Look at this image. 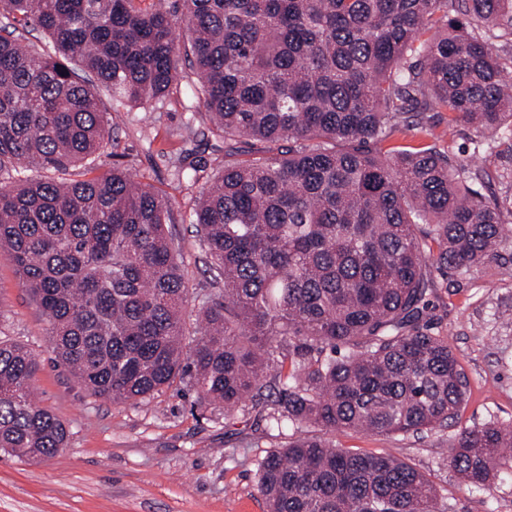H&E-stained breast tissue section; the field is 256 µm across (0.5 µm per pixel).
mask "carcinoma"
Returning a JSON list of instances; mask_svg holds the SVG:
<instances>
[{"mask_svg":"<svg viewBox=\"0 0 512 512\" xmlns=\"http://www.w3.org/2000/svg\"><path fill=\"white\" fill-rule=\"evenodd\" d=\"M0 0V249L51 326V347L90 395L142 398L189 376L228 414L259 405L277 428L320 430L267 452L269 512H444L432 484L389 456L336 447L351 429L418 434L456 422L466 379L431 331L434 272L459 283L512 248V203L450 151L512 126V0ZM191 34L209 132L261 144L203 188L196 231L222 299L183 319L189 289L166 234L171 204L118 164L92 175L113 111L162 101L177 81L174 20ZM48 34L36 58L10 28ZM71 59L91 79L79 78ZM418 138L392 146L399 125ZM290 146H284L285 142ZM53 170L30 180L19 164ZM37 359L0 340V450L28 460L66 446L32 395ZM512 429H461L451 466L472 485L508 466Z\"/></svg>","mask_w":512,"mask_h":512,"instance_id":"carcinoma-1","label":"carcinoma"}]
</instances>
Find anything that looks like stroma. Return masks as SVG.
I'll list each match as a JSON object with an SVG mask.
<instances>
[{"instance_id":"obj_1","label":"stroma","mask_w":512,"mask_h":512,"mask_svg":"<svg viewBox=\"0 0 512 512\" xmlns=\"http://www.w3.org/2000/svg\"><path fill=\"white\" fill-rule=\"evenodd\" d=\"M195 78L190 57H178V88L163 104L128 105L108 112L112 139L94 162L95 174L120 160L133 178L162 191L171 202L168 226L181 253L190 290L187 327L204 304L217 297L205 248L192 222L194 201L205 180L177 179L179 157L191 153L212 172L228 150L208 135L210 116L188 86ZM426 119L441 147H452L490 174V190L512 195V130H501L492 152L474 154L472 126L449 127L446 112ZM199 130L187 142V128ZM431 296L436 332L447 336L468 381L458 423L422 434L390 437L352 430L335 433L337 447L382 454L412 465L434 486L451 512H512V469L484 487L465 481L450 465L461 428L494 419L512 426V251L502 254L496 275L472 273L460 285L436 275ZM51 326L7 254L0 253V339L24 346L39 361L32 380L37 402L69 430L65 448L29 461L0 453V512H268L258 489V464L291 440V430L268 426L258 412L225 417L200 405L191 381L146 397L112 402L90 395L57 363L49 344Z\"/></svg>"}]
</instances>
